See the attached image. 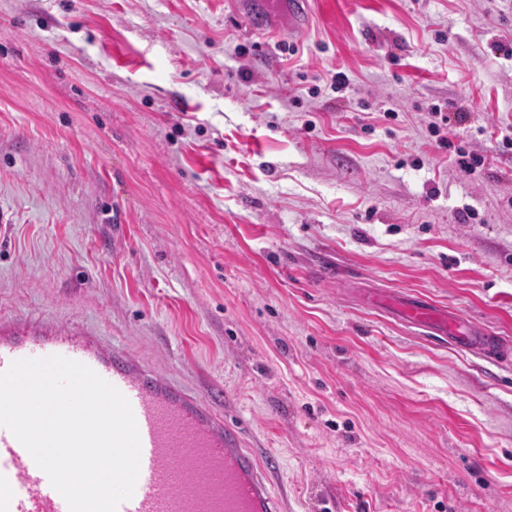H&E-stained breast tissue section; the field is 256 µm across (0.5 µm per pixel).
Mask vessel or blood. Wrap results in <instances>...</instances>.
<instances>
[{
    "instance_id": "b4317fda",
    "label": "vessel or blood",
    "mask_w": 512,
    "mask_h": 512,
    "mask_svg": "<svg viewBox=\"0 0 512 512\" xmlns=\"http://www.w3.org/2000/svg\"><path fill=\"white\" fill-rule=\"evenodd\" d=\"M263 27L277 32L287 19L289 38H299L308 17L293 0H259ZM385 304L404 321L449 337L474 354L498 360L506 350L490 332L465 326L457 314L429 302L389 296ZM59 355L81 362L129 401L140 441V469L132 497L116 512H286V495L274 484L278 463L266 448H246L224 421L216 401H202L140 366L126 351L68 329L0 326V371L24 358ZM0 512H68L13 433L0 426Z\"/></svg>"
}]
</instances>
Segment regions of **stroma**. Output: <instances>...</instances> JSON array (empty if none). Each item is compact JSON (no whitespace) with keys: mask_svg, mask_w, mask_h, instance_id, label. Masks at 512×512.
Wrapping results in <instances>:
<instances>
[{"mask_svg":"<svg viewBox=\"0 0 512 512\" xmlns=\"http://www.w3.org/2000/svg\"><path fill=\"white\" fill-rule=\"evenodd\" d=\"M506 135L512 0H0V322L222 396L289 512H512V361L371 301L512 348ZM259 1L261 2L255 5V9L264 19V23L261 25L263 29L283 35L278 29L280 27L276 24V21L284 19L286 13H288V40L298 39L304 33L308 23V16L304 13L303 7H295L297 3L289 1L287 3V0ZM385 305L404 321L422 327L430 333L446 336L474 354L487 359L506 358L508 352L490 332L468 327L456 313L448 312L429 302L406 297L385 296ZM463 327V331L459 329Z\"/></svg>","mask_w":512,"mask_h":512,"instance_id":"stroma-1","label":"stroma"}]
</instances>
